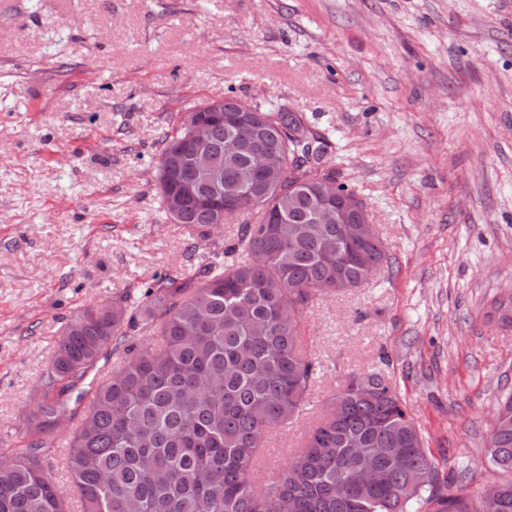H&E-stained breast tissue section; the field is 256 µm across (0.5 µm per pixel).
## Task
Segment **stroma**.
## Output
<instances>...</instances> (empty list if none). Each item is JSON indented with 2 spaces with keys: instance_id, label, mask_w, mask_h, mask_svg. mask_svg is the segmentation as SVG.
<instances>
[{
  "instance_id": "35a3bbf8",
  "label": "stroma",
  "mask_w": 512,
  "mask_h": 512,
  "mask_svg": "<svg viewBox=\"0 0 512 512\" xmlns=\"http://www.w3.org/2000/svg\"><path fill=\"white\" fill-rule=\"evenodd\" d=\"M283 105L367 206L387 262L305 315L320 370L259 477L295 455L351 374L383 373L428 448L473 488L512 391V0H0V456L64 326L195 270L202 235L160 207L164 133L202 101ZM58 430L43 465L80 504Z\"/></svg>"
}]
</instances>
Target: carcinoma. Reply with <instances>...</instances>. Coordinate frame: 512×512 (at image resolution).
Instances as JSON below:
<instances>
[{"mask_svg":"<svg viewBox=\"0 0 512 512\" xmlns=\"http://www.w3.org/2000/svg\"><path fill=\"white\" fill-rule=\"evenodd\" d=\"M212 117L208 162L222 172L224 217L241 224L224 251L193 272L165 274L140 295L80 310L56 341L26 418V451L0 458V512H68L43 467L57 422L75 416L67 468L82 512H482L468 480L442 476L396 384L381 371L351 376L327 402L300 452L256 486V457L269 433L301 415L316 366L302 338L306 309L327 292L361 287L387 259L379 234L360 224H315L324 199L357 193L322 167L328 137L299 112L222 100ZM177 146L193 151L186 123L165 136L157 189L181 190L184 171L165 173ZM293 161L278 188L250 167V151ZM215 189L192 185L176 223L215 226ZM491 314L512 323V292ZM147 333L137 345L131 333ZM122 352L120 366L100 362ZM491 464L504 473L497 512H512V392L498 404Z\"/></svg>","mask_w":512,"mask_h":512,"instance_id":"1","label":"carcinoma"}]
</instances>
